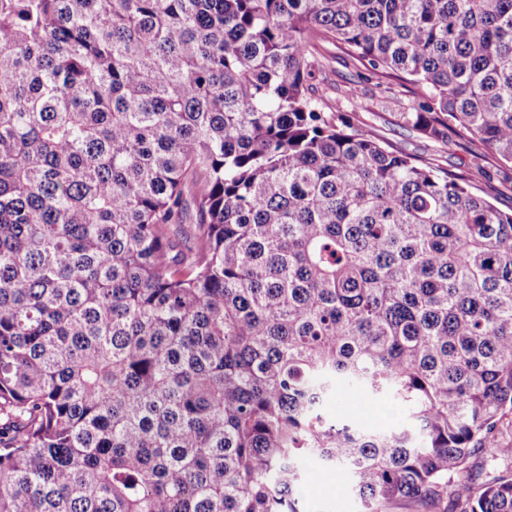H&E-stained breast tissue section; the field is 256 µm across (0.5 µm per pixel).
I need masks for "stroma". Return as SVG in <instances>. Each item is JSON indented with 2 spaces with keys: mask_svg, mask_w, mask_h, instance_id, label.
Returning <instances> with one entry per match:
<instances>
[{
  "mask_svg": "<svg viewBox=\"0 0 512 512\" xmlns=\"http://www.w3.org/2000/svg\"><path fill=\"white\" fill-rule=\"evenodd\" d=\"M322 53L328 62L314 82L315 96L323 112L353 125L372 129L392 150L416 163L436 161L449 173L463 175L472 190L497 209L512 213V164L456 136L436 141L401 125L398 115L411 111L419 87L400 85L397 79H379L355 61L344 49L327 44ZM355 88L357 96L346 99L344 91ZM331 418L352 417L359 425L383 430L400 421L403 410L393 400L362 398L345 393L327 408ZM336 476L311 479L303 494L304 512H359L357 499L337 493Z\"/></svg>",
  "mask_w": 512,
  "mask_h": 512,
  "instance_id": "stroma-1",
  "label": "stroma"
}]
</instances>
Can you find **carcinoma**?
I'll use <instances>...</instances> for the list:
<instances>
[{
  "label": "carcinoma",
  "mask_w": 512,
  "mask_h": 512,
  "mask_svg": "<svg viewBox=\"0 0 512 512\" xmlns=\"http://www.w3.org/2000/svg\"><path fill=\"white\" fill-rule=\"evenodd\" d=\"M325 43L512 163V0H0V512H512V213L325 115ZM340 392L343 394L327 408L328 415L335 420L351 416L363 427L383 430L396 426L403 415L402 408L391 399L356 397L345 388ZM336 472L328 478H312L306 484L303 493V509L305 512H359L357 499L346 494L336 495V483L342 481Z\"/></svg>",
  "instance_id": "carcinoma-1"
}]
</instances>
